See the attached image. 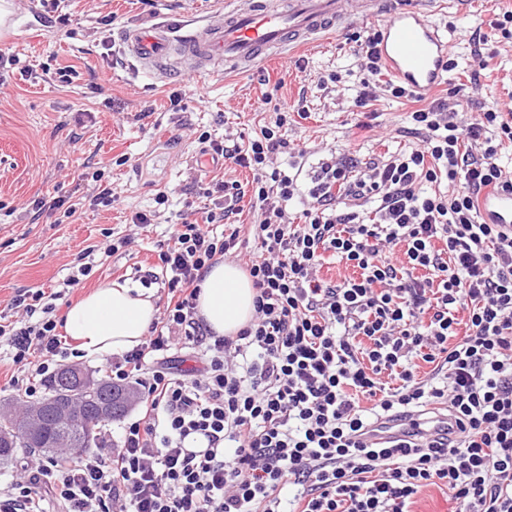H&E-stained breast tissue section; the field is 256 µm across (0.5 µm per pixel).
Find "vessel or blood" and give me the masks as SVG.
Segmentation results:
<instances>
[{
    "mask_svg": "<svg viewBox=\"0 0 512 512\" xmlns=\"http://www.w3.org/2000/svg\"><path fill=\"white\" fill-rule=\"evenodd\" d=\"M380 24V54L402 85L426 96L445 81L452 43L413 0H244L184 34L166 26L127 29L124 53L158 81L181 73L245 69L290 46L320 43L350 16ZM485 222L512 230V191L488 188L479 201Z\"/></svg>",
    "mask_w": 512,
    "mask_h": 512,
    "instance_id": "b4317fda",
    "label": "vessel or blood"
}]
</instances>
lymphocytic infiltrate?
Segmentation results:
<instances>
[{
    "mask_svg": "<svg viewBox=\"0 0 512 512\" xmlns=\"http://www.w3.org/2000/svg\"><path fill=\"white\" fill-rule=\"evenodd\" d=\"M379 41L373 32L360 42L361 107L383 92L408 95L382 81ZM410 119L420 148L360 179L347 161H323L304 190L277 162L297 153L287 113L244 146L200 133L201 157L253 179L216 182L220 211L175 225L158 254L163 317L140 346L105 361L113 384L140 386L136 419L117 434L102 429L101 452L22 464L0 484V512H408L429 485L452 490L457 512H512V232L478 210L485 188H512L502 159L512 113L466 119L435 100ZM92 179L87 195L32 206L66 219L111 206V182ZM302 191L298 224L287 205ZM245 198L260 215L249 240L229 221ZM340 199L351 211L336 210ZM247 247L255 315L236 336L214 335L196 313L199 284ZM329 258L359 277L327 282L319 271ZM90 272L84 264L64 289L17 295L15 319L0 321L22 398H38L77 357L53 313ZM182 343L203 359L190 377L168 358ZM423 362L432 371L422 377ZM435 412L453 436L367 440L379 422ZM190 438L203 449H188Z\"/></svg>",
    "mask_w": 512,
    "mask_h": 512,
    "instance_id": "lymphocytic-infiltrate-1",
    "label": "lymphocytic infiltrate"
}]
</instances>
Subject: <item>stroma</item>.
Returning a JSON list of instances; mask_svg holds the SVG:
<instances>
[{
    "label": "stroma",
    "instance_id": "obj_1",
    "mask_svg": "<svg viewBox=\"0 0 512 512\" xmlns=\"http://www.w3.org/2000/svg\"><path fill=\"white\" fill-rule=\"evenodd\" d=\"M225 0H63L70 21L56 30L43 0H9L13 24L0 53L18 65L0 73V317L14 318L12 299L26 290L51 291L77 270L78 254L90 249L92 271L74 286L77 300L109 281L140 285L158 269V244L182 218L201 217L212 177L252 180L240 167L206 171L196 164L197 136L245 139L288 113L286 136L305 152L306 168L343 156L362 177L374 162L419 147L408 132L413 100L383 96L365 108L354 99L364 76L354 34L366 30L354 20L317 46L284 54L245 72L187 75L170 84L136 68L120 44L132 26L158 22L187 27L223 10ZM440 30L455 29L451 70L436 97L476 114L512 104V44H496V55L479 68L476 54L492 36L491 23L512 9V0H470L449 9L448 0L423 6ZM76 70L70 84L56 81L57 69ZM31 69L22 77V69ZM182 97L172 111L169 95ZM125 165H117V158ZM109 175L112 206L82 211L62 224L35 215L27 202L75 197L86 190L82 173ZM169 202L156 224H131L134 212L151 210L158 192ZM129 243L110 252L113 240Z\"/></svg>",
    "mask_w": 512,
    "mask_h": 512
}]
</instances>
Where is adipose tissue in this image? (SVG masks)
<instances>
[{
    "mask_svg": "<svg viewBox=\"0 0 512 512\" xmlns=\"http://www.w3.org/2000/svg\"><path fill=\"white\" fill-rule=\"evenodd\" d=\"M256 291L236 264L220 262L201 283L197 315L219 336H233L255 314ZM157 314L148 289L110 282L81 297L66 311L63 330L85 357L119 356L141 344Z\"/></svg>",
    "mask_w": 512,
    "mask_h": 512,
    "instance_id": "adipose-tissue-1",
    "label": "adipose tissue"
}]
</instances>
